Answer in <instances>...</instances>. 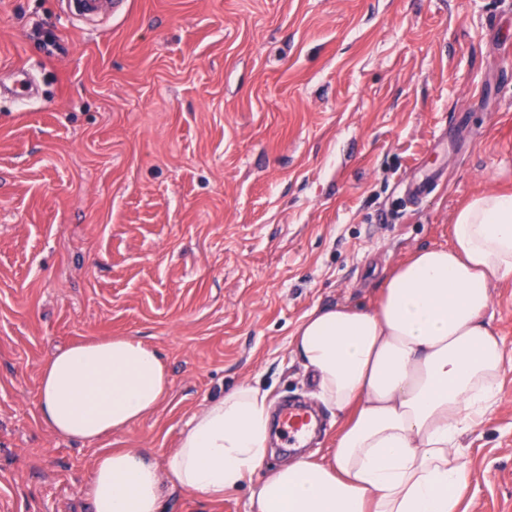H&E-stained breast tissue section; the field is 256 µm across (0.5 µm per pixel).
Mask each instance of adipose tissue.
Wrapping results in <instances>:
<instances>
[{"label":"adipose tissue","instance_id":"obj_1","mask_svg":"<svg viewBox=\"0 0 512 512\" xmlns=\"http://www.w3.org/2000/svg\"><path fill=\"white\" fill-rule=\"evenodd\" d=\"M512 279V193L487 190L453 216L452 243L415 251L372 308L305 316L290 341L321 403L341 422L336 444L267 473L253 512H460L461 436L480 427L501 388L504 351L487 312ZM170 384L161 352L134 336L88 338L39 374V416L54 434L94 441L153 413ZM270 393L225 392L193 416L160 475L139 448L101 451L92 512H162L167 486L223 499L262 468Z\"/></svg>","mask_w":512,"mask_h":512}]
</instances>
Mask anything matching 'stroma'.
Instances as JSON below:
<instances>
[{
    "label": "stroma",
    "mask_w": 512,
    "mask_h": 512,
    "mask_svg": "<svg viewBox=\"0 0 512 512\" xmlns=\"http://www.w3.org/2000/svg\"><path fill=\"white\" fill-rule=\"evenodd\" d=\"M512 0H123L81 25L61 0H0V512H91L103 448L167 471L192 417L261 383L338 426L289 338L326 306H376L454 212L512 190ZM39 94H5L17 63ZM457 115L449 127V115ZM437 175L419 207L402 185ZM506 354L490 419L465 434L461 512H512V280L491 294ZM135 336L170 388L105 438L38 420L59 350ZM255 481L164 512H251Z\"/></svg>",
    "instance_id": "35a3bbf8"
}]
</instances>
